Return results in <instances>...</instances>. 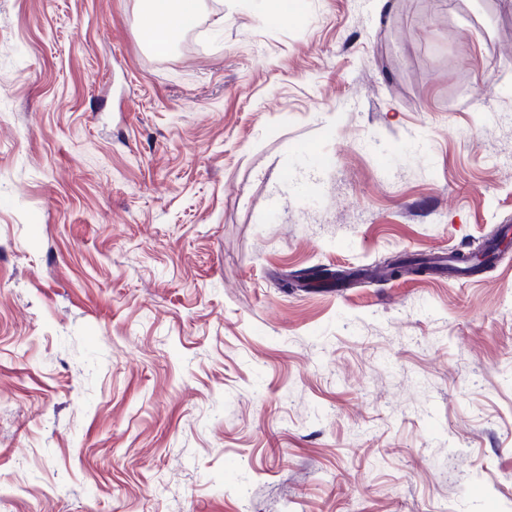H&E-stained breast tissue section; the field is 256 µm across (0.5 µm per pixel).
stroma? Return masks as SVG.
<instances>
[{
  "mask_svg": "<svg viewBox=\"0 0 512 512\" xmlns=\"http://www.w3.org/2000/svg\"><path fill=\"white\" fill-rule=\"evenodd\" d=\"M0 0V512H512V0ZM323 267L342 294L289 287ZM141 13L142 35L149 43L168 45L191 28L201 11L202 0H146Z\"/></svg>",
  "mask_w": 512,
  "mask_h": 512,
  "instance_id": "obj_1",
  "label": "stroma"
}]
</instances>
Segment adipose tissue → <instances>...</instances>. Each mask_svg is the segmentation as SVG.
Segmentation results:
<instances>
[{
    "mask_svg": "<svg viewBox=\"0 0 512 512\" xmlns=\"http://www.w3.org/2000/svg\"><path fill=\"white\" fill-rule=\"evenodd\" d=\"M202 0H144L142 35L150 43H170L191 28L201 11Z\"/></svg>",
    "mask_w": 512,
    "mask_h": 512,
    "instance_id": "ef3b65f1",
    "label": "adipose tissue"
}]
</instances>
